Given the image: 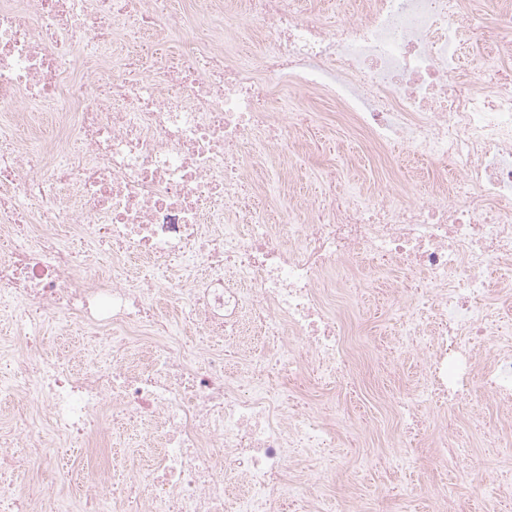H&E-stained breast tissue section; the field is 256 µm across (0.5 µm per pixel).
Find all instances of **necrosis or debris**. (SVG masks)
<instances>
[{
    "label": "necrosis or debris",
    "mask_w": 512,
    "mask_h": 512,
    "mask_svg": "<svg viewBox=\"0 0 512 512\" xmlns=\"http://www.w3.org/2000/svg\"><path fill=\"white\" fill-rule=\"evenodd\" d=\"M473 16L467 0H360L330 25L296 0H209L194 39L249 30L260 77L164 53L173 0H0V106L25 117L0 121V316L16 327L0 360L21 404L0 512H30L8 482L27 464L68 490L62 449L111 447L107 424L150 448L147 473L113 455L82 512H312L336 445L316 393L354 388L347 320L389 269L398 345L425 356L385 405L394 447L433 434L421 398L512 404V36ZM281 76L331 96L364 142L425 159L429 191L345 192L330 165L320 199L276 220L253 174L281 181L311 122ZM48 329L80 335L81 364L43 354Z\"/></svg>",
    "instance_id": "1"
}]
</instances>
